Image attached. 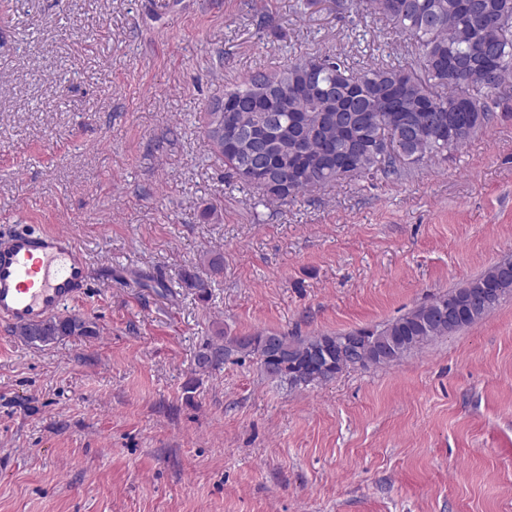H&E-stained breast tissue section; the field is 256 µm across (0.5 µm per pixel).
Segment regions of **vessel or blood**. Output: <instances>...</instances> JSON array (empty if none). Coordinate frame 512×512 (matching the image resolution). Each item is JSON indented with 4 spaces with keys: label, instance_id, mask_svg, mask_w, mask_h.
Masks as SVG:
<instances>
[{
    "label": "vessel or blood",
    "instance_id": "obj_1",
    "mask_svg": "<svg viewBox=\"0 0 512 512\" xmlns=\"http://www.w3.org/2000/svg\"><path fill=\"white\" fill-rule=\"evenodd\" d=\"M89 277L69 235L13 233L0 242V317L16 324L51 317L82 295Z\"/></svg>",
    "mask_w": 512,
    "mask_h": 512
}]
</instances>
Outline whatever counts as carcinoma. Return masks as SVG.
Returning a JSON list of instances; mask_svg holds the SVG:
<instances>
[{"instance_id":"1","label":"carcinoma","mask_w":512,"mask_h":512,"mask_svg":"<svg viewBox=\"0 0 512 512\" xmlns=\"http://www.w3.org/2000/svg\"><path fill=\"white\" fill-rule=\"evenodd\" d=\"M475 1L488 14L506 11L512 16V0H343L346 11L358 5L366 14L391 22L416 48L417 65L386 62L356 68L340 56L295 57L279 70L258 72L209 100L224 102L227 112L217 117L207 113V145L216 148L228 176L259 190L264 203H286L341 180L398 178L415 166L448 157L489 126L494 117L490 101L502 93L512 75V22L470 35ZM487 40L498 44V55L484 53ZM309 68L321 72L322 89L315 91L305 82ZM263 112L282 124L299 125L303 152L292 159L298 173L284 184L276 181L281 162L275 149L256 172L244 171L243 137L255 131ZM465 287L486 290L495 306L512 296V273L502 274L495 264ZM425 309L423 305L385 325L357 329L366 337L361 367L377 364L375 350L392 337H416L414 345L400 350L402 359L432 338L451 334L448 323L426 320ZM40 324V341L29 337V323L13 326V333L35 346L97 334L94 323L76 314L52 316ZM266 337L263 332L226 336L222 344L206 345L197 364L215 368L239 355L256 360L266 376L294 387L333 379L336 344L330 345V358L316 366L307 349L313 338L276 335L279 345L295 348L290 359L286 351L268 349Z\"/></svg>"}]
</instances>
